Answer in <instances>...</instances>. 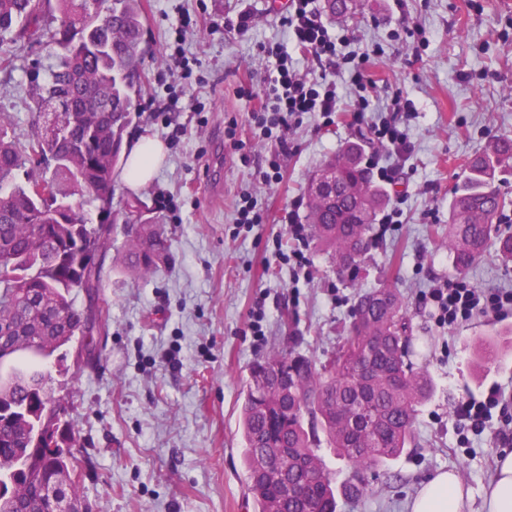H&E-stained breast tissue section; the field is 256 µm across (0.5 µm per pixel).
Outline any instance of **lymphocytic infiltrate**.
Masks as SVG:
<instances>
[{"label": "lymphocytic infiltrate", "instance_id": "lymphocytic-infiltrate-1", "mask_svg": "<svg viewBox=\"0 0 512 512\" xmlns=\"http://www.w3.org/2000/svg\"><path fill=\"white\" fill-rule=\"evenodd\" d=\"M290 10L282 19L284 34L289 43L309 53L316 65L324 71L347 73L346 85L334 81H318L306 72L289 65L283 57L280 45H261L260 53L277 60L275 75L264 77L261 89L247 84L239 87L240 95L259 99L260 104L250 118L265 131L276 132L278 152L266 159L257 170L262 183L278 179L280 154L287 151V134L302 115L310 114L329 126L341 109H348L353 120H363L370 102L366 96L375 82L367 74L363 64L354 62L352 56L341 54L321 16L313 6V0H289ZM351 86L357 93L353 101H345L344 86ZM378 144V153L372 154L368 166L376 168L380 181L392 178L391 167L381 165V152H388L401 159H408L411 145L404 130L394 121L380 120L372 126ZM437 324L452 325L470 319L477 313L501 314L512 310V289L500 288L485 291L474 287L464 279H454L433 288L430 296ZM507 401L501 389L489 388L483 399L466 400L458 405L456 413L468 429L482 432L495 409L506 407Z\"/></svg>", "mask_w": 512, "mask_h": 512}]
</instances>
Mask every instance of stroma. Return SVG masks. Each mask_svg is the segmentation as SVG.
I'll return each mask as SVG.
<instances>
[{
    "label": "stroma",
    "mask_w": 512,
    "mask_h": 512,
    "mask_svg": "<svg viewBox=\"0 0 512 512\" xmlns=\"http://www.w3.org/2000/svg\"><path fill=\"white\" fill-rule=\"evenodd\" d=\"M355 13L325 18L348 50L366 55L365 67L381 92L411 99L398 121L413 151L386 185L388 207L402 221L376 227L364 287L397 288L411 324L412 360L434 382L419 407L416 444L355 479L331 448L320 453L333 476L336 512H407L419 484L440 470L457 471L479 512L495 472L500 417L461 446L456 406L481 397L493 384L512 395V313L474 315L438 326L428 293L459 275L448 251V209L469 158L489 141L512 138V0H355ZM288 0H144L147 52L140 93L127 138L157 136L166 159L152 181L131 189L114 178L112 210L124 219L128 199L139 198L152 223L168 231L170 262L138 278L118 262L126 240L117 228L101 271L97 302L106 330L87 357L81 339L50 364L52 388L67 405V418L86 460L82 499L91 512H257L246 490L245 446L240 424L250 364L286 346L282 322L296 321L298 352L324 363L335 355L350 321L353 289L340 282L328 257L311 241L296 243L282 219L304 200L310 179L331 156L368 130L341 112L331 126L304 116L290 133L281 158V180L263 185L256 169L275 143L249 123L253 101L238 96L247 77L262 80L276 61L260 45L283 41ZM250 16L247 30L225 28V17ZM184 16L197 19L182 44L189 69L186 93L172 100L158 70L175 46L173 29ZM415 37H408V30ZM12 69L0 68V114L20 138L35 129L27 78L47 66L39 47L14 48ZM148 100L175 101L185 133L171 131L150 112ZM245 151L225 141L228 121ZM174 202L158 205L159 196ZM265 214L261 224L237 223L242 196ZM301 248L308 264L296 270L278 253ZM478 288H511L512 262L495 249L465 272ZM262 335H255V326ZM498 345L494 365L475 368L478 341ZM358 492H350V485Z\"/></svg>",
    "instance_id": "1"
}]
</instances>
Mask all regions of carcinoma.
<instances>
[{
    "label": "carcinoma",
    "instance_id": "carcinoma-1",
    "mask_svg": "<svg viewBox=\"0 0 512 512\" xmlns=\"http://www.w3.org/2000/svg\"><path fill=\"white\" fill-rule=\"evenodd\" d=\"M41 43L51 60L29 77L34 111L49 115L23 141L9 136L0 115V457L14 463L3 480L0 512H49L42 484L59 480V459L40 447V461L14 457L35 430L65 408L42 364L83 329L103 327L93 312L101 268L92 252L112 249L113 173L130 124L144 56L142 0H0V47ZM512 161V139H496L469 159L448 218V250L464 272L490 245L512 261V232L493 218L508 204L495 185L497 169ZM340 172L338 206L306 190L309 236L329 255L340 281L360 287L384 192L362 167V150L348 145L325 162ZM86 194L97 223L76 208ZM169 259L160 224H139L120 262L145 277ZM84 296L86 304L76 305ZM291 346L249 369L241 407L247 490L258 512H336L321 439L355 470L383 464L414 445L418 407L434 384L414 367L409 322L396 289L383 283L356 293L351 322L336 356L318 365L297 352L300 337L284 321ZM34 337L37 351H15L16 336ZM284 448L289 481L298 493L281 502L268 469L272 449Z\"/></svg>",
    "mask_w": 512,
    "mask_h": 512
}]
</instances>
